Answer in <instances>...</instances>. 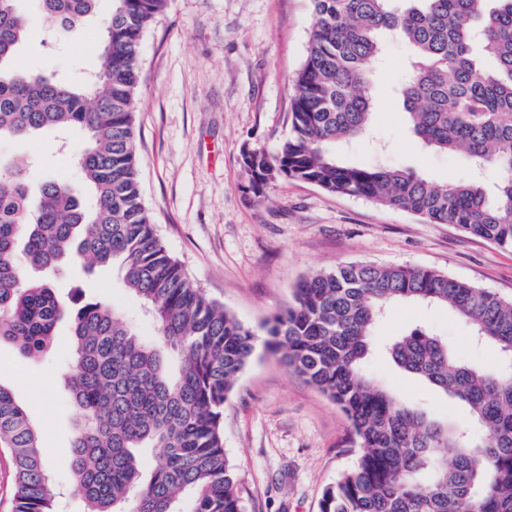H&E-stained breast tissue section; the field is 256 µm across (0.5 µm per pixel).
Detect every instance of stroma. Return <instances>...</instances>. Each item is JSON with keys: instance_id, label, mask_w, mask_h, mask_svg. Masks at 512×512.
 Instances as JSON below:
<instances>
[{"instance_id": "1", "label": "stroma", "mask_w": 512, "mask_h": 512, "mask_svg": "<svg viewBox=\"0 0 512 512\" xmlns=\"http://www.w3.org/2000/svg\"><path fill=\"white\" fill-rule=\"evenodd\" d=\"M30 36L18 64L62 76L94 71L100 20L112 0L68 37L47 29L33 0H23ZM313 24L311 0H168L145 31L137 93L136 152L143 203L167 251L203 294L254 331L292 300L296 285L339 264L422 265L512 299V250L451 224L331 194L296 181L255 198L240 163L243 146L275 153L290 132L292 84ZM410 49L384 44L370 134L348 161L409 170L439 185L469 179L465 153L424 149L408 132L395 87ZM0 157L30 167L33 182L55 176L81 184L72 148L53 130L0 140ZM58 298L113 306L140 336L156 324L124 288L116 267L50 272ZM424 327L447 340L461 361L499 367L491 346L476 343L445 307L399 303L376 327L371 374L400 400L455 425L468 415L456 400L399 368L386 352L396 336ZM74 363L68 322L50 347L25 358L0 345V384L12 389L38 430L58 492L55 512H85L69 457L76 416L65 381ZM224 452L234 468L244 512H319L320 500L361 453L349 420L303 377L257 348L224 403Z\"/></svg>"}]
</instances>
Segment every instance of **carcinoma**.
<instances>
[{
    "label": "carcinoma",
    "mask_w": 512,
    "mask_h": 512,
    "mask_svg": "<svg viewBox=\"0 0 512 512\" xmlns=\"http://www.w3.org/2000/svg\"><path fill=\"white\" fill-rule=\"evenodd\" d=\"M19 2L0 0V139L81 131L83 186L48 178L36 187L27 167L0 160V343L33 357L70 322L69 392L81 420L70 467L87 512H242L222 420L258 336L194 286L142 202L140 45L167 0H112L99 67L80 81L15 65L30 25ZM35 2L50 28L69 34L95 14L97 0ZM311 2L291 134L272 155L241 152L253 194L308 182L512 249V0ZM388 37L411 51L398 88L410 131L429 148L461 150L471 165L495 169L493 193L479 177L439 186L336 153L370 131ZM21 254L35 271L65 261L117 266L152 315L154 340L112 307L65 305L51 283L24 272ZM396 301L446 306L499 351L503 370L491 375L420 329L388 347L396 365L463 404L467 424L450 426L399 401L366 372L374 327ZM263 348L336 403L362 449L325 490L320 512H512V301L428 267L341 264L298 284L294 305L266 325ZM0 447L11 455L13 512H55L39 433L2 384ZM146 448L162 449L148 471Z\"/></svg>",
    "instance_id": "obj_1"
}]
</instances>
